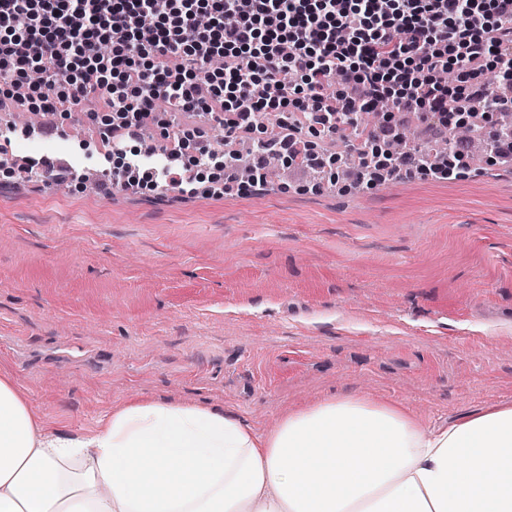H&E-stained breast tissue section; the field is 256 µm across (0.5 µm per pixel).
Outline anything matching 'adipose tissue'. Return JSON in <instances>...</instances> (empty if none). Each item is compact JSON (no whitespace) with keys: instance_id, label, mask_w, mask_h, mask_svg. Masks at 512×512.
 Returning a JSON list of instances; mask_svg holds the SVG:
<instances>
[{"instance_id":"1","label":"adipose tissue","mask_w":512,"mask_h":512,"mask_svg":"<svg viewBox=\"0 0 512 512\" xmlns=\"http://www.w3.org/2000/svg\"><path fill=\"white\" fill-rule=\"evenodd\" d=\"M0 512H512V405L427 427L400 403L335 395L259 432L134 398L73 435L0 368Z\"/></svg>"}]
</instances>
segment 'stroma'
<instances>
[{"label": "stroma", "mask_w": 512, "mask_h": 512, "mask_svg": "<svg viewBox=\"0 0 512 512\" xmlns=\"http://www.w3.org/2000/svg\"><path fill=\"white\" fill-rule=\"evenodd\" d=\"M8 156L111 154L95 124ZM255 191L21 182L0 172V366L72 433L130 397L268 430L329 396L427 425L512 404V161L357 186L290 166Z\"/></svg>", "instance_id": "35a3bbf8"}]
</instances>
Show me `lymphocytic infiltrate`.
Instances as JSON below:
<instances>
[{
    "label": "lymphocytic infiltrate",
    "instance_id": "obj_1",
    "mask_svg": "<svg viewBox=\"0 0 512 512\" xmlns=\"http://www.w3.org/2000/svg\"><path fill=\"white\" fill-rule=\"evenodd\" d=\"M0 79L42 112L107 100L125 120L105 125V139L148 126L159 100L175 112L220 105L230 138L253 134L263 114L324 116L337 133L379 102L383 121L354 134L356 181L447 178L464 167L458 140L432 168L411 152L382 167L367 148L395 140L399 112L443 127L452 112H512V0H0ZM154 154L113 169V185L138 172L182 187L178 150L143 169Z\"/></svg>",
    "mask_w": 512,
    "mask_h": 512
}]
</instances>
